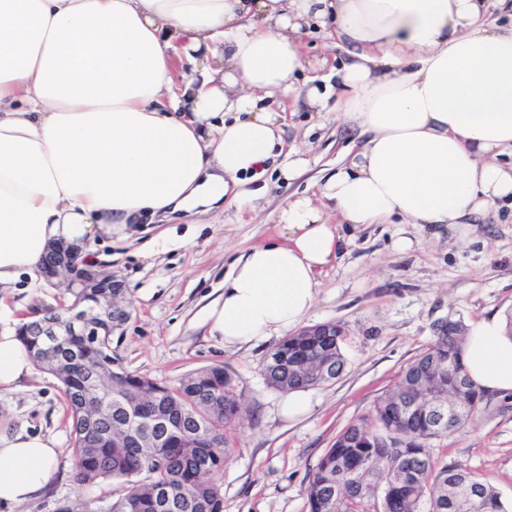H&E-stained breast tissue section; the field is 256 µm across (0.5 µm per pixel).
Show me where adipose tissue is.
I'll use <instances>...</instances> for the list:
<instances>
[{"label": "adipose tissue", "mask_w": 512, "mask_h": 512, "mask_svg": "<svg viewBox=\"0 0 512 512\" xmlns=\"http://www.w3.org/2000/svg\"><path fill=\"white\" fill-rule=\"evenodd\" d=\"M313 26L350 55L336 109L363 143L319 194L288 198L279 241L234 259L204 310L210 335L238 350L303 324L340 249L330 215L466 240L512 196L496 162L512 150V25L484 0H0V288L37 275L51 243L87 252L263 176L283 153L272 103L293 93ZM461 359L477 388L512 392L503 318L473 323ZM32 371L0 323V389ZM60 453L51 436H0V504L44 490Z\"/></svg>", "instance_id": "obj_1"}]
</instances>
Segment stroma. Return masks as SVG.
<instances>
[{"instance_id": "stroma-1", "label": "stroma", "mask_w": 512, "mask_h": 512, "mask_svg": "<svg viewBox=\"0 0 512 512\" xmlns=\"http://www.w3.org/2000/svg\"><path fill=\"white\" fill-rule=\"evenodd\" d=\"M300 49L311 68L294 80L296 94L282 102L286 150L303 160L302 172L286 182L276 174L243 175V196L201 217L181 216L164 224H140L126 241L98 240L97 266L118 274L134 311L112 338L118 365L174 385L186 374L213 366L232 377L241 402V423L230 435L233 453L221 483L224 512H309L305 488L312 469L337 435L367 417L401 371L431 343L438 323H473L512 312V202L498 200L466 241L449 232L433 236L417 224H373L354 230L340 225L341 249L316 276L317 301L309 324L333 321L345 330L346 360L335 382L310 388L312 410L299 421L278 414L281 392L261 373L268 340L253 348L225 349L201 322L203 308L224 285L232 260L276 238V214L288 194L315 192L319 181L359 149L356 132L341 115L313 113L299 91L310 77L341 68L345 49L320 36H303ZM410 249H394L398 237ZM66 285L21 277L0 294V319L58 306ZM72 422L63 388L35 369L26 389L0 391V435H50L63 450L51 487L17 510L55 512L68 500L109 502L123 484L84 485L74 477L69 451ZM438 464L478 473L512 506V393L488 394L474 418L451 436L433 440Z\"/></svg>"}]
</instances>
